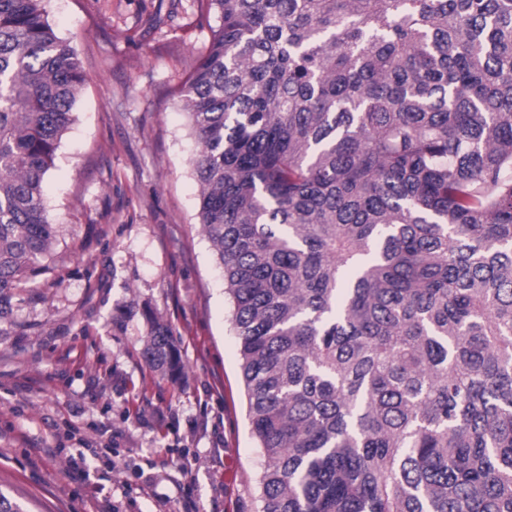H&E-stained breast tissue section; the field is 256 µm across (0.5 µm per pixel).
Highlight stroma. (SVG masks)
<instances>
[{"label":"stroma","instance_id":"35a3bbf8","mask_svg":"<svg viewBox=\"0 0 512 512\" xmlns=\"http://www.w3.org/2000/svg\"><path fill=\"white\" fill-rule=\"evenodd\" d=\"M86 82L43 184L45 273L0 322V491L25 512H260L239 343L196 223L181 90L208 42L196 0H44ZM179 377L146 362V315Z\"/></svg>","mask_w":512,"mask_h":512}]
</instances>
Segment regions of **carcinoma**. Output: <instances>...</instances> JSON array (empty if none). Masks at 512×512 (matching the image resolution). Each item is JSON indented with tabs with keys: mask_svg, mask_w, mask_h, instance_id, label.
I'll return each mask as SVG.
<instances>
[{
	"mask_svg": "<svg viewBox=\"0 0 512 512\" xmlns=\"http://www.w3.org/2000/svg\"><path fill=\"white\" fill-rule=\"evenodd\" d=\"M42 2L0 0V322L86 81ZM203 2L184 110L261 512H512V0Z\"/></svg>",
	"mask_w": 512,
	"mask_h": 512,
	"instance_id": "obj_1",
	"label": "carcinoma"
}]
</instances>
